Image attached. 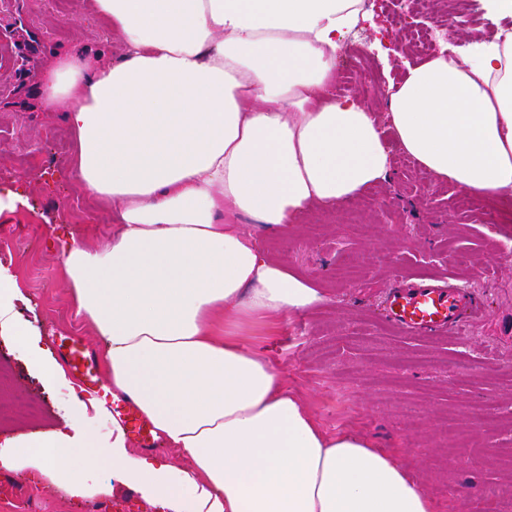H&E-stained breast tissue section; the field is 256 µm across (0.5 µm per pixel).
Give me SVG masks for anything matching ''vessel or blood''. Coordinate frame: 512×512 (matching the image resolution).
<instances>
[{
  "label": "vessel or blood",
  "mask_w": 512,
  "mask_h": 512,
  "mask_svg": "<svg viewBox=\"0 0 512 512\" xmlns=\"http://www.w3.org/2000/svg\"><path fill=\"white\" fill-rule=\"evenodd\" d=\"M479 309L477 297L455 284L441 286L400 280L388 294L385 316L403 330L434 335L459 326ZM59 350L70 373L82 382L91 397L124 421L138 446L153 447L152 426L138 416L137 407L131 399L113 396L111 383L103 377L95 356L82 339L61 336Z\"/></svg>",
  "instance_id": "obj_1"
}]
</instances>
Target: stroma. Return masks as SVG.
Listing matches in <instances>:
<instances>
[{
  "label": "stroma",
  "instance_id": "stroma-1",
  "mask_svg": "<svg viewBox=\"0 0 512 512\" xmlns=\"http://www.w3.org/2000/svg\"><path fill=\"white\" fill-rule=\"evenodd\" d=\"M78 0H0L21 18V34L0 29V89L23 85L0 105V189L23 186L29 204L0 231V266L25 293L16 309L50 348L58 336L80 337L94 354L103 345L74 319L60 274L59 240L107 232L108 211L65 174L70 135L60 113L34 110L33 91L53 52L79 43L121 51L118 38L80 16ZM374 21L343 40L337 73L365 68L374 83L359 99L377 115L387 110L388 83L403 67H382L371 45H399L406 5L368 0ZM512 19L493 23L483 0H469L448 27L451 41L485 39ZM490 195L470 197L392 152L388 179L329 210L310 208L275 230L225 215L254 233L272 258L313 282L317 305L246 329L244 345L265 355L322 429L353 432L389 450L432 499L434 512H512V498L485 501L488 488L512 486V221L490 223ZM452 279L480 300L479 316L428 336L409 333L384 314L389 288L405 279ZM0 444L20 432L63 425L82 387L49 383L27 351L0 339ZM17 497L0 512H100L105 499L85 501L56 486L16 474Z\"/></svg>",
  "mask_w": 512,
  "mask_h": 512
}]
</instances>
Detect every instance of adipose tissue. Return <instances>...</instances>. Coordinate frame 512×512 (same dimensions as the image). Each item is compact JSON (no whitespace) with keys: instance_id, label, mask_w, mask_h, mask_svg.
<instances>
[{"instance_id":"ef3b65f1","label":"adipose tissue","mask_w":512,"mask_h":512,"mask_svg":"<svg viewBox=\"0 0 512 512\" xmlns=\"http://www.w3.org/2000/svg\"><path fill=\"white\" fill-rule=\"evenodd\" d=\"M123 46L53 54L35 92L70 129V173L116 220L71 237L61 275L105 344L113 393L133 399L180 465L66 428L17 434L0 468L72 497L137 491L153 512H433L409 470L373 442L326 434L238 329L317 304L318 290L254 235L387 180L391 146L476 195L512 194V35L406 66L385 118L330 98L336 53L363 0H84ZM24 294L0 268V336L28 341Z\"/></svg>"}]
</instances>
